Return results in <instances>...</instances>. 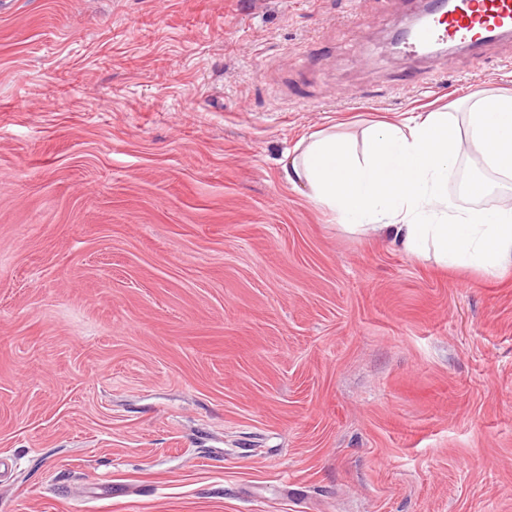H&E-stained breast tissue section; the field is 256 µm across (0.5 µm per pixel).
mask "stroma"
Here are the masks:
<instances>
[{
	"mask_svg": "<svg viewBox=\"0 0 512 512\" xmlns=\"http://www.w3.org/2000/svg\"><path fill=\"white\" fill-rule=\"evenodd\" d=\"M413 8L0 7V512H512V273L284 173L310 133L512 90L511 38L391 51ZM457 171L459 207L512 196Z\"/></svg>",
	"mask_w": 512,
	"mask_h": 512,
	"instance_id": "1",
	"label": "stroma"
}]
</instances>
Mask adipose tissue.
Listing matches in <instances>:
<instances>
[{"label": "adipose tissue", "mask_w": 512, "mask_h": 512, "mask_svg": "<svg viewBox=\"0 0 512 512\" xmlns=\"http://www.w3.org/2000/svg\"><path fill=\"white\" fill-rule=\"evenodd\" d=\"M512 178V94L490 93L471 112H427L371 129L363 151L320 131L295 146L289 181L343 226L381 232L419 257L491 274L512 271V199L490 210L458 209L448 179L461 150Z\"/></svg>", "instance_id": "adipose-tissue-1"}]
</instances>
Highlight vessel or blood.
I'll list each match as a JSON object with an SVG mask.
<instances>
[{
    "mask_svg": "<svg viewBox=\"0 0 512 512\" xmlns=\"http://www.w3.org/2000/svg\"><path fill=\"white\" fill-rule=\"evenodd\" d=\"M511 35L512 0H456L450 9L433 10L402 46L408 57L417 58L438 44L477 50Z\"/></svg>",
    "mask_w": 512,
    "mask_h": 512,
    "instance_id": "obj_1",
    "label": "vessel or blood"
}]
</instances>
